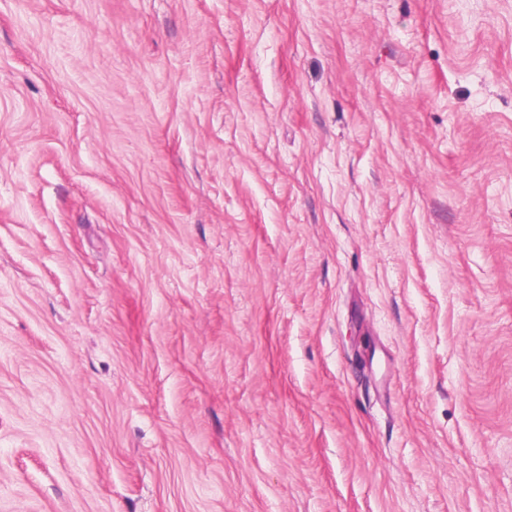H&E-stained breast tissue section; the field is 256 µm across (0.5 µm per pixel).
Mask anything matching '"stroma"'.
Listing matches in <instances>:
<instances>
[{
	"label": "stroma",
	"instance_id": "obj_1",
	"mask_svg": "<svg viewBox=\"0 0 512 512\" xmlns=\"http://www.w3.org/2000/svg\"><path fill=\"white\" fill-rule=\"evenodd\" d=\"M0 512H512V0H0Z\"/></svg>",
	"mask_w": 512,
	"mask_h": 512
}]
</instances>
